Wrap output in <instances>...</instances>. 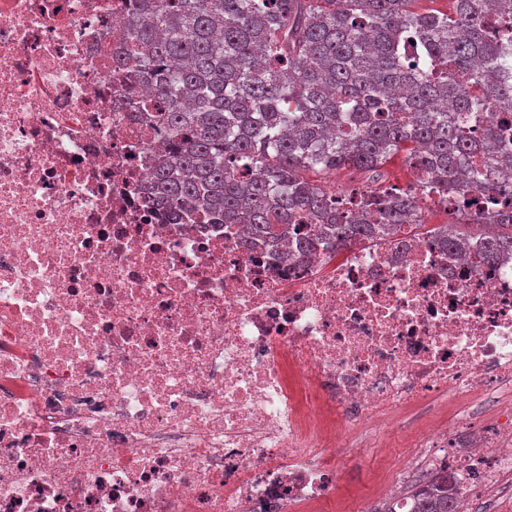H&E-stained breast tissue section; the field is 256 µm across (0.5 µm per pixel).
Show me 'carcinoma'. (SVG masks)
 <instances>
[{"instance_id": "carcinoma-1", "label": "carcinoma", "mask_w": 512, "mask_h": 512, "mask_svg": "<svg viewBox=\"0 0 512 512\" xmlns=\"http://www.w3.org/2000/svg\"><path fill=\"white\" fill-rule=\"evenodd\" d=\"M126 61L147 83L163 129L152 182L173 217L245 224V246L292 239L307 262L404 234L420 201L481 184L479 225L509 233L433 228L450 254L492 267L512 256V0H134ZM418 44L423 61L403 63ZM404 153L417 187L336 193L306 180L343 169L380 171ZM410 512H455L448 479L410 492Z\"/></svg>"}]
</instances>
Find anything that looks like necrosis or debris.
<instances>
[{"label":"necrosis or debris","instance_id":"1","mask_svg":"<svg viewBox=\"0 0 512 512\" xmlns=\"http://www.w3.org/2000/svg\"><path fill=\"white\" fill-rule=\"evenodd\" d=\"M130 2L0 0V512H298L402 412L512 396V261L421 235L302 265L165 219ZM425 455L459 512L512 492L501 422Z\"/></svg>","mask_w":512,"mask_h":512}]
</instances>
